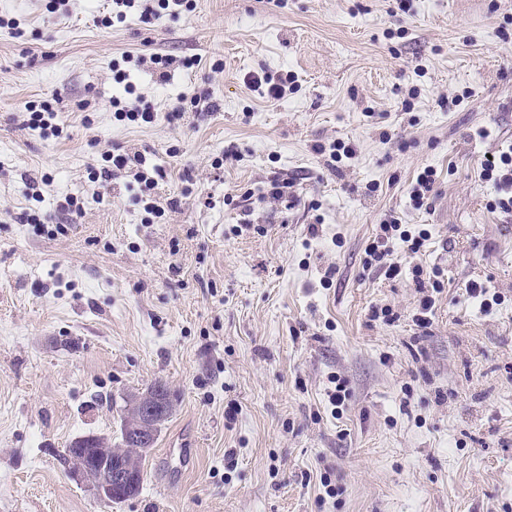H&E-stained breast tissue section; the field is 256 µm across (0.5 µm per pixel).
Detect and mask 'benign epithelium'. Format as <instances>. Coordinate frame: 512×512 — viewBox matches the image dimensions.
<instances>
[{"mask_svg": "<svg viewBox=\"0 0 512 512\" xmlns=\"http://www.w3.org/2000/svg\"><path fill=\"white\" fill-rule=\"evenodd\" d=\"M171 396L150 394L137 397L136 418L129 430L134 447L146 451L152 447L162 420L166 416L167 403ZM65 473L88 486L97 498L107 504L128 500L136 495L138 478L141 475V456L122 457L119 462L103 458L98 466H93L88 452L69 458Z\"/></svg>", "mask_w": 512, "mask_h": 512, "instance_id": "1", "label": "benign epithelium"}]
</instances>
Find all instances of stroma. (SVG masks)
<instances>
[{
    "label": "stroma",
    "instance_id": "35a3bbf8",
    "mask_svg": "<svg viewBox=\"0 0 512 512\" xmlns=\"http://www.w3.org/2000/svg\"><path fill=\"white\" fill-rule=\"evenodd\" d=\"M47 4L0 0L21 28H0V512H512V214L479 176L512 149V0H195L109 27L110 0ZM157 53L200 64L164 78ZM126 54L152 123L113 115ZM264 68L297 92L252 91ZM193 92L218 111L170 120ZM28 101L67 136L29 129ZM338 140L357 154L334 165ZM113 151L156 171L159 223L135 167L93 179ZM390 216L431 234L393 279L364 263ZM416 266L442 283L425 327ZM157 382L175 411L143 485L104 503L59 456L119 441ZM435 175L436 172L431 167H425L417 174L409 191V199L414 207L422 208L428 205L435 184Z\"/></svg>",
    "mask_w": 512,
    "mask_h": 512
}]
</instances>
